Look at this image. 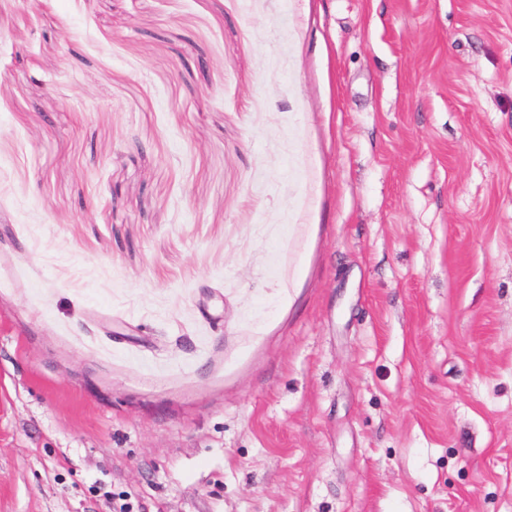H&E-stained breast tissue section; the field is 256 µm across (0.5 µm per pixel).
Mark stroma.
I'll return each mask as SVG.
<instances>
[{
    "label": "stroma",
    "instance_id": "1",
    "mask_svg": "<svg viewBox=\"0 0 512 512\" xmlns=\"http://www.w3.org/2000/svg\"><path fill=\"white\" fill-rule=\"evenodd\" d=\"M512 512V0H0V512Z\"/></svg>",
    "mask_w": 512,
    "mask_h": 512
}]
</instances>
